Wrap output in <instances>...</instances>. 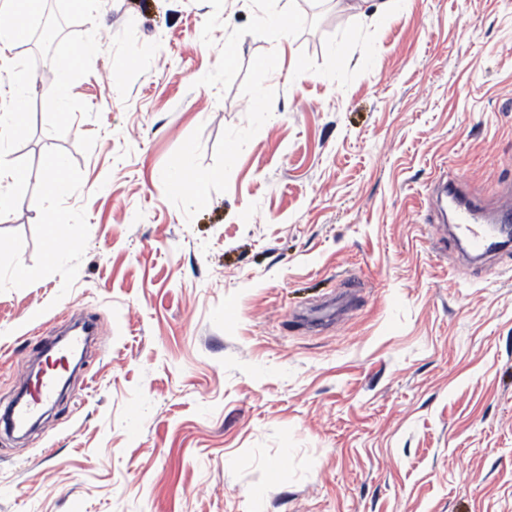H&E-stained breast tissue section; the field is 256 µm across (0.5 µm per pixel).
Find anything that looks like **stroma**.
Returning a JSON list of instances; mask_svg holds the SVG:
<instances>
[{"instance_id": "1", "label": "stroma", "mask_w": 512, "mask_h": 512, "mask_svg": "<svg viewBox=\"0 0 512 512\" xmlns=\"http://www.w3.org/2000/svg\"><path fill=\"white\" fill-rule=\"evenodd\" d=\"M49 2L50 55L39 13L0 53V415L55 329L98 340L0 422V512H512V246L433 205L512 202V0ZM2 140L0 144V220L4 217L5 202L9 199V189L23 179V172L16 167L3 151ZM3 171H7L9 180L3 178ZM438 187L448 196L452 223L456 224L469 248L477 256H483L497 249L492 229L488 225L499 224L498 218L492 213L487 214L483 206L471 199L464 186L456 179L448 176L446 181L438 183ZM478 215L483 219V224L472 222L478 218ZM39 382H36L32 389H27L28 399L16 401L5 414L7 427L15 428L30 420L37 411L52 401L56 392V371L58 368L50 367Z\"/></svg>"}]
</instances>
